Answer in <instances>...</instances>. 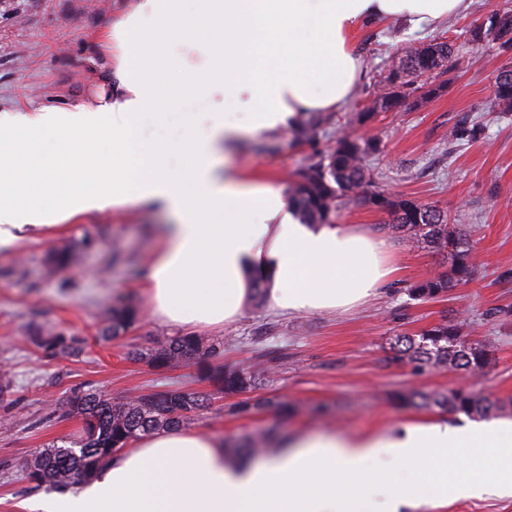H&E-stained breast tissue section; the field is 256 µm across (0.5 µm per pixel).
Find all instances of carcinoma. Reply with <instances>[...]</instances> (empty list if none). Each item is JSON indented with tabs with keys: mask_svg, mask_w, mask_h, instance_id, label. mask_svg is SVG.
Listing matches in <instances>:
<instances>
[{
	"mask_svg": "<svg viewBox=\"0 0 512 512\" xmlns=\"http://www.w3.org/2000/svg\"><path fill=\"white\" fill-rule=\"evenodd\" d=\"M490 41L499 42L505 49L512 48V13H492L472 22L467 30V43L481 46ZM458 54L459 47L454 42L436 38L409 48L392 61L370 103L346 115V124L364 126L378 112H388L408 101L416 107L437 97L446 87L442 77L455 68ZM487 108L512 112L511 67L498 73L494 96ZM331 119L330 115L306 114L299 121L296 136L303 141L312 140ZM479 135V125L465 118L448 131V140L470 142ZM375 149L372 139H357L344 129L336 133L335 141L319 160L296 173L291 189L296 217L303 224H333L337 213L350 200L386 213L388 229L450 256L448 272L429 276L408 289V296L414 301L443 298L473 276L469 257L473 226L466 223L467 216L462 212L450 217L434 205L381 190L367 164L368 155ZM78 259V250L65 246L49 258L47 274L52 275ZM138 319L139 308L133 301L114 304L105 312L98 336L107 338L124 333ZM465 326L464 320L445 318L415 337L399 336L392 346L395 358L409 364L416 373L442 366L480 376L489 364V349L481 342L467 339ZM30 341L38 352L50 358L77 357L84 351L83 341L53 327L38 328ZM223 354L224 344L220 342L203 336H175L156 342L147 353V362L155 369L192 364L205 375L217 376L224 393L241 397L230 406V411L238 415L266 407H275L285 414L301 412L295 403L255 396L267 382L259 369L236 366L212 372L210 360ZM390 400L399 407H438L471 418L512 415V401L463 388L437 393L408 389L392 395ZM211 407L212 395L181 389L106 400L98 390L79 392L69 402V415L81 421L79 436L63 437L60 443L34 454L24 465L23 477L36 488L66 489L91 481L101 476L112 455L132 439L179 428ZM273 438L271 431L247 432L229 448L237 454L271 455L277 451Z\"/></svg>",
	"mask_w": 512,
	"mask_h": 512,
	"instance_id": "1",
	"label": "carcinoma"
}]
</instances>
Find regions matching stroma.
I'll use <instances>...</instances> for the list:
<instances>
[{
	"label": "stroma",
	"mask_w": 512,
	"mask_h": 512,
	"mask_svg": "<svg viewBox=\"0 0 512 512\" xmlns=\"http://www.w3.org/2000/svg\"><path fill=\"white\" fill-rule=\"evenodd\" d=\"M134 2L0 0V110L97 105L105 76L101 37ZM503 11H512V0H471L465 14L432 29L413 31L403 22L380 20L364 23L350 35L364 76L345 106L349 112L366 104L391 60L409 47L434 38L462 44L443 95L416 108L401 105L378 113L351 132L376 139L378 149L368 163L383 190L451 215L460 210L468 214L475 227L470 250L474 279L439 300H410L407 288L446 272V259L388 230L387 214L347 203L338 223L365 225L391 245L396 273L379 295L346 313L288 316L264 303L251 304L238 322L204 332L223 343L220 362L226 366L279 349L283 358L262 394L298 403L301 413L284 418L271 409L244 417L207 411L190 422V430L228 441L260 429L360 437L440 416L464 427L470 423L465 415L398 408L386 395L409 387L428 392L464 387L512 399V112L486 109L497 74L512 67V49L492 44L474 50L463 44L472 21ZM464 117L479 121L480 138L450 144L449 129ZM335 136L332 124L312 144L291 132L262 135L246 140L233 162L246 174L285 190L292 173L310 162L315 149L329 147ZM164 221L160 213L142 209L92 213L58 228L31 231L16 245L0 248V366L10 369L13 380L9 395L0 401V419L10 422L9 428H0V512H32L43 496V489L23 480L20 469L39 449L78 435L80 422L68 415L73 393L98 389L122 399L177 388L213 392L193 366L158 371L136 358V351L177 334L148 314H141L123 335L106 341L96 336L114 301L129 297L143 304L148 264L160 244L156 228ZM88 235L99 238L97 248L85 251L74 267L47 275L53 251ZM461 313L468 316L467 338L491 350L480 380L444 367L417 374L406 364L389 361L395 336ZM41 325L84 338V353L75 360L42 357L26 340Z\"/></svg>",
	"instance_id": "35a3bbf8"
}]
</instances>
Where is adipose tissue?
Instances as JSON below:
<instances>
[{"label": "adipose tissue", "instance_id": "adipose-tissue-1", "mask_svg": "<svg viewBox=\"0 0 512 512\" xmlns=\"http://www.w3.org/2000/svg\"><path fill=\"white\" fill-rule=\"evenodd\" d=\"M469 0H138L104 37L98 106L0 113V245L128 205L164 212L146 276L151 317L182 328L234 322L263 287L288 315L352 309L393 277L385 240L358 224H302L282 190L231 163L244 137L333 112L362 66L351 31L397 18L412 29ZM210 103L207 128L141 139L181 98ZM461 449L456 462L448 451ZM512 496V425L406 423L388 435L302 436L262 460L182 429L139 436L82 492L43 512H434L449 497Z\"/></svg>", "mask_w": 512, "mask_h": 512}]
</instances>
